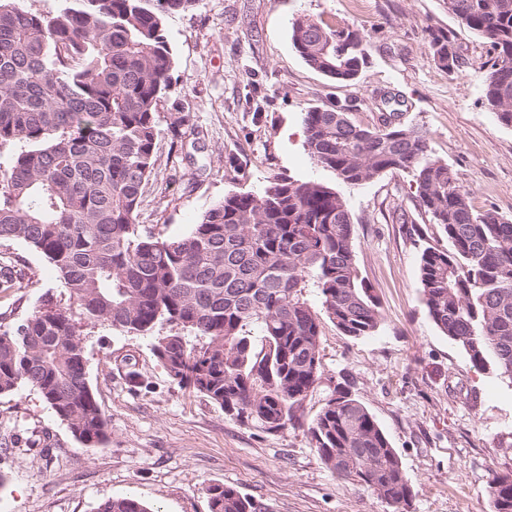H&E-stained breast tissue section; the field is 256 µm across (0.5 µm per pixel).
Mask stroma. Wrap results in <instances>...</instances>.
<instances>
[{"label": "stroma", "instance_id": "obj_1", "mask_svg": "<svg viewBox=\"0 0 512 512\" xmlns=\"http://www.w3.org/2000/svg\"><path fill=\"white\" fill-rule=\"evenodd\" d=\"M357 30L367 64L339 84L311 69L291 42L294 19ZM456 29L444 0H198L164 18L175 57L161 112L181 111L183 145L162 132L137 221L163 237L185 233L225 195L259 193L277 175L336 187L355 227L356 262L380 302L374 335L350 338L332 324L321 336V384L348 386L396 448L414 496L407 512H493L494 474L512 470V385L472 366L429 318L420 288L422 249L436 229L404 174L338 183L305 148L303 114L348 105L349 119L378 124L383 93L404 100L403 123L425 132L475 210L512 218V128L484 104L492 50L458 31L460 70L439 68L429 27ZM0 326L29 316L45 296L68 297L50 264L19 242L0 244ZM87 372L108 423V442L81 445L41 393L0 394V512H96L134 497L155 512H210L207 486H230L265 512H394L370 488L338 479L301 430L269 435L240 424L206 397L173 382L151 340L106 325L83 329ZM139 374L129 382L125 356Z\"/></svg>", "mask_w": 512, "mask_h": 512}]
</instances>
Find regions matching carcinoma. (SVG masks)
<instances>
[{
  "instance_id": "cac0c4a2",
  "label": "carcinoma",
  "mask_w": 512,
  "mask_h": 512,
  "mask_svg": "<svg viewBox=\"0 0 512 512\" xmlns=\"http://www.w3.org/2000/svg\"><path fill=\"white\" fill-rule=\"evenodd\" d=\"M0 0V243L20 242L52 265L71 304L47 298L0 328V394L38 389L86 447L108 441L86 371L82 328L108 325L152 336L167 375L267 434L306 427L321 462L399 508L413 489L368 408L336 385L308 422L301 411L323 379L321 336L373 335L379 302L360 276L344 199L314 180L280 175L259 194L224 196L182 235L161 238L137 223L156 163L159 106L175 62L164 15L197 0H60L41 13ZM459 28L486 39L493 61L485 105L512 127V0H445ZM292 45L338 82L365 64L361 35L300 17ZM434 62L462 67L456 32L429 28ZM385 95L379 125L364 128L347 106L304 112L305 147L338 181L362 185L407 173L419 205L448 245L426 247L420 285L428 315L472 365L512 384V220L476 211L426 134L400 121ZM320 295L321 309L305 299ZM166 335L155 334L159 326ZM259 337L250 334V328ZM210 512H262L234 488L207 487ZM495 512H512V473L490 484ZM96 512H151L131 497Z\"/></svg>"
}]
</instances>
